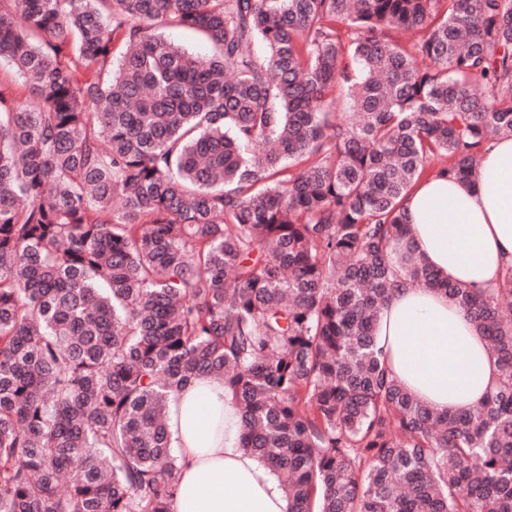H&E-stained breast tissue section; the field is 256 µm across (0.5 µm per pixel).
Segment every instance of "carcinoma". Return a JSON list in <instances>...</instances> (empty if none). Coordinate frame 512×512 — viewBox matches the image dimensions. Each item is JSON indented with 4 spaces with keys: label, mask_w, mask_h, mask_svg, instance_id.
Instances as JSON below:
<instances>
[{
    "label": "carcinoma",
    "mask_w": 512,
    "mask_h": 512,
    "mask_svg": "<svg viewBox=\"0 0 512 512\" xmlns=\"http://www.w3.org/2000/svg\"><path fill=\"white\" fill-rule=\"evenodd\" d=\"M499 136L512 0H0V512H171L200 374L289 512H512V265L440 278L404 210ZM401 288L486 340L468 411L377 347ZM166 35L170 41L185 48L189 53L196 57H205L210 55L211 48L209 44L200 40L190 31L183 29H168L166 31Z\"/></svg>",
    "instance_id": "1"
}]
</instances>
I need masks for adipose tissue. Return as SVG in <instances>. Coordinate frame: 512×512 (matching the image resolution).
<instances>
[{"label":"adipose tissue","mask_w":512,"mask_h":512,"mask_svg":"<svg viewBox=\"0 0 512 512\" xmlns=\"http://www.w3.org/2000/svg\"><path fill=\"white\" fill-rule=\"evenodd\" d=\"M410 241L449 279L485 287L512 265V137L487 147L476 182L432 175L406 203ZM378 339L396 376L439 411L468 408L492 391L497 368L461 309L430 288L397 292L379 314ZM224 385L190 380L169 397L180 481L171 512H288L276 477L238 443Z\"/></svg>","instance_id":"ef3b65f1"}]
</instances>
